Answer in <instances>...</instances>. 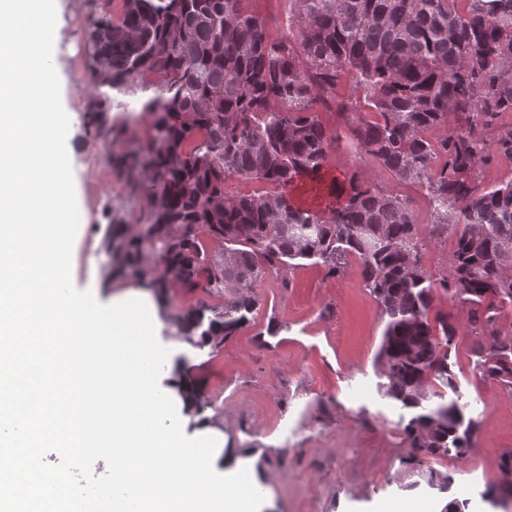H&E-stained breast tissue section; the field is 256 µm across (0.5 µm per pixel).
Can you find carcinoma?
Here are the masks:
<instances>
[{
	"mask_svg": "<svg viewBox=\"0 0 512 512\" xmlns=\"http://www.w3.org/2000/svg\"><path fill=\"white\" fill-rule=\"evenodd\" d=\"M288 35L274 37L249 0H123L117 19L91 27L87 119L109 146L135 115H111L113 94L150 93L146 141L129 138L118 165L144 205L135 229L112 225L110 262L133 278L224 300L177 317L179 335L217 347L248 321L258 284L308 261L342 273L361 262L364 287L386 317L378 392L406 412L407 464L465 458L479 423L459 403L452 353L470 340L473 370L512 396V179L483 190V167L512 162V0H288ZM335 110L360 157L415 184L430 233L453 238L443 273L424 266L409 198L351 176L326 208L290 192L325 175L337 140L319 112ZM455 123L448 125V117ZM230 178L261 193L230 194ZM206 237L217 244L207 249ZM467 309L466 323L436 308ZM509 488L486 491L512 512Z\"/></svg>",
	"mask_w": 512,
	"mask_h": 512,
	"instance_id": "1",
	"label": "carcinoma"
}]
</instances>
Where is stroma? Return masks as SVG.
<instances>
[{"label": "stroma", "instance_id": "obj_1", "mask_svg": "<svg viewBox=\"0 0 512 512\" xmlns=\"http://www.w3.org/2000/svg\"><path fill=\"white\" fill-rule=\"evenodd\" d=\"M121 6V0L54 3L49 56L59 100L74 115L67 182L84 209V229L72 240L69 285L76 293L92 288L108 264L103 243L111 225L133 223L141 206L108 160L124 152V142L104 146L86 128L91 22L118 17ZM325 172L330 179L355 173L383 188L393 184L344 139L334 143ZM257 293L259 305L233 337L213 349L187 348L179 359L206 410L221 420L225 455L242 458L259 475V512H378L389 501H424L442 512L453 498L468 500L467 512H493L482 493L502 480L499 458L512 448V397L474 372L468 338L459 340L455 371L479 432L469 457L438 462L455 479L441 493L416 482L404 463L402 411L377 390L384 315L363 286L360 261L348 259L336 277L310 263L296 266L268 276ZM43 462L49 470L68 468L89 488L112 481L111 468L66 459L54 448L44 449Z\"/></svg>", "mask_w": 512, "mask_h": 512}]
</instances>
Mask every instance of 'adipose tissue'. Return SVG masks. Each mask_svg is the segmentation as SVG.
Segmentation results:
<instances>
[{"instance_id": "ef3b65f1", "label": "adipose tissue", "mask_w": 512, "mask_h": 512, "mask_svg": "<svg viewBox=\"0 0 512 512\" xmlns=\"http://www.w3.org/2000/svg\"><path fill=\"white\" fill-rule=\"evenodd\" d=\"M52 0H0V479L27 484L21 512H57L76 486L42 466L46 445L94 450L112 462L113 512H254L257 478L221 467L219 419L188 429L182 340L163 334L148 285L114 291L111 268L92 290L60 303L70 278L72 231L83 209L64 180L71 152L27 87L51 90L49 72L25 63L51 48ZM233 482L234 495L225 492Z\"/></svg>"}]
</instances>
